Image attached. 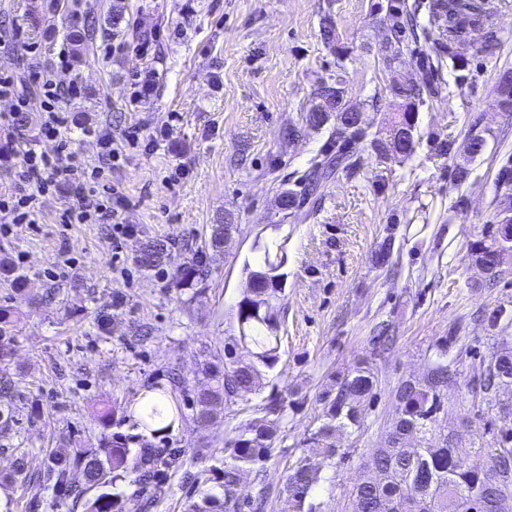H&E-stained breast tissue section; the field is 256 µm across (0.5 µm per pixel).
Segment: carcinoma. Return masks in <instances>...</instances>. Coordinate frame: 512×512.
<instances>
[{
    "label": "carcinoma",
    "mask_w": 512,
    "mask_h": 512,
    "mask_svg": "<svg viewBox=\"0 0 512 512\" xmlns=\"http://www.w3.org/2000/svg\"><path fill=\"white\" fill-rule=\"evenodd\" d=\"M488 0H427L412 5L408 0H376L374 9L382 14L384 37L388 53L380 56L390 67L401 60L410 45L420 38L416 15L426 10L427 31L439 30L445 38L435 47V58L422 54L419 66L424 77L405 88L384 87L365 103H350L345 74L348 65L355 62L354 46L336 33L331 17L323 19L322 40L336 55V73L321 81L314 96L334 99L330 111H318L317 103L310 104L302 120L314 128L330 126L329 140L314 157L309 181L300 190L290 188L281 192L280 200L288 210L296 208L297 201L332 173V162H349L364 142L376 155L384 150L383 132L397 129L404 135L402 148L405 156L415 152L418 141L417 119L419 107L443 97V87L436 74L446 63L457 72L463 82L467 78L469 59L457 54V44L473 30L485 31V40L478 52L498 45L502 37L488 27ZM100 28L99 18L88 15L83 30L70 29L66 37L76 45L83 44L84 34ZM387 102L391 111L385 117L382 129L370 133L366 127H356L349 121L351 109L360 112L370 107L379 110ZM494 106L501 112H512V72L504 71L497 82ZM469 155L477 157L486 147L485 137L470 129L467 138ZM498 206L494 214L495 231L490 238L471 244L470 256L491 281H496L504 259L512 255V194H497ZM254 259H244L245 277L241 298L236 304L234 318L237 335L224 343V358L216 361L206 357L200 361L199 371L208 386L197 392L192 415H186L177 393L186 389L183 382L171 377L170 387L151 385L139 399L123 408V417L151 434H157L176 422L192 420L208 424L216 418L217 409L233 403L236 396L256 389L273 368L278 356L281 337L276 303L283 288L277 278L284 276L283 264L288 259L287 240H265L253 245ZM171 260L166 242L148 239L142 243L137 256L139 265L151 269ZM209 269L203 261L193 260L177 266L176 283L181 290L195 297L202 293ZM0 278L13 287L17 294H25V278L10 263L0 262ZM481 323L489 328L508 325L506 311L493 309L482 316ZM19 329V312L9 306H0V362L9 357L8 345ZM440 341L434 358L422 380H405L392 391L397 410L389 426L386 444L376 449L362 463L364 476L350 493L348 512H470L476 505L475 495L481 485L489 482L488 472L495 471L497 494L512 497V426L494 428L489 446L474 447V453L488 457V471L471 466L467 453L458 445L455 435L438 425V414L443 409V391L453 370L448 364V343ZM245 349L252 360L238 359V350ZM473 398L490 393L512 390V352H492L473 368L470 378ZM378 376L369 366L358 365L348 373L336 377L331 388L323 393L320 425L303 440L307 455L293 465L280 492L281 512H315L312 496L324 483L331 482L323 471L309 463L319 456L329 470L336 469V459L345 453L336 446V432L349 429L361 432L365 426V407L377 395ZM281 406L271 402L265 416L240 431L227 446L224 459L208 468L212 487L186 504L185 512H238V486L243 471L265 461L274 450L278 435ZM114 412L104 407L93 421L102 427L96 448H78L71 453H49V462L41 476L33 479L27 471L25 455L16 457L10 473L0 478L5 484L28 483L37 492L49 491L54 496L71 500L82 506L84 512H114L119 508L121 493L110 488L126 481L137 486L136 493L145 488L161 489L164 470L184 465L180 450L168 448H132L130 438L111 431ZM81 473L82 481L74 482L71 473Z\"/></svg>",
    "instance_id": "1"
}]
</instances>
